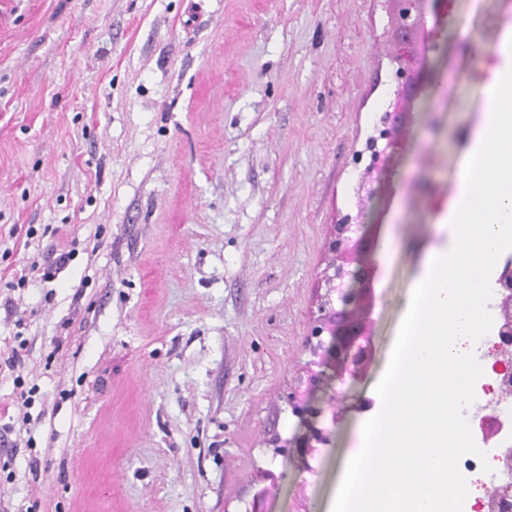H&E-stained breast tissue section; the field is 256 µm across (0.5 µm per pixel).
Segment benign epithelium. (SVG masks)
Returning <instances> with one entry per match:
<instances>
[{
	"instance_id": "7a95c632",
	"label": "benign epithelium",
	"mask_w": 512,
	"mask_h": 512,
	"mask_svg": "<svg viewBox=\"0 0 512 512\" xmlns=\"http://www.w3.org/2000/svg\"><path fill=\"white\" fill-rule=\"evenodd\" d=\"M393 39V63L396 65L398 86L389 111L380 117V139L390 146L404 131L407 117V101L414 83L422 76L427 45L417 48L419 36L431 37L436 30L427 27V17L437 15L441 0H390ZM382 171L381 152L375 150L360 174L356 188L357 223L343 221L333 225L328 240L331 254L326 275V291L320 297L317 310L312 315V327L305 348L311 359L306 363V383L313 385L317 377L315 367L327 362L331 352H336V374L341 380L356 378L368 367L372 352L369 341V315L374 297L365 284L368 258L362 245L364 227L362 219L367 203L376 193L374 183ZM495 305L501 322L499 340L494 342L498 393L501 398L512 396V272L503 274L497 282ZM329 336L324 341L323 336ZM329 436L325 430L312 426L304 448L310 455L315 448L325 446ZM499 481L485 489L480 499L483 512H512V446L497 449L495 454Z\"/></svg>"
}]
</instances>
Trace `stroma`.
I'll return each instance as SVG.
<instances>
[{"label":"stroma","instance_id":"35a3bbf8","mask_svg":"<svg viewBox=\"0 0 512 512\" xmlns=\"http://www.w3.org/2000/svg\"><path fill=\"white\" fill-rule=\"evenodd\" d=\"M511 26L512 0L439 6L427 61L447 90H418L364 217L371 362L356 381L319 367L330 441L303 469L272 443L307 429L288 395L329 233L393 99L385 0H0V295L24 320L0 309V351L34 391L28 446L0 447V512H245L263 469L282 475L263 512L302 493L331 512ZM64 244L57 278L13 286Z\"/></svg>","mask_w":512,"mask_h":512}]
</instances>
